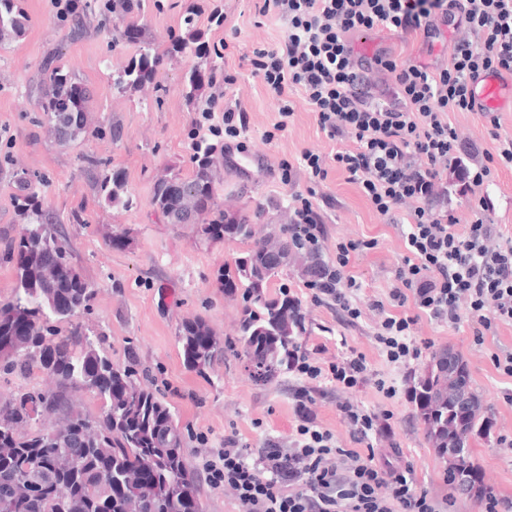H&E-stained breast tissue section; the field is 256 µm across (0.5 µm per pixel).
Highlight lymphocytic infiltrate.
Returning a JSON list of instances; mask_svg holds the SVG:
<instances>
[{
    "label": "lymphocytic infiltrate",
    "instance_id": "1",
    "mask_svg": "<svg viewBox=\"0 0 512 512\" xmlns=\"http://www.w3.org/2000/svg\"><path fill=\"white\" fill-rule=\"evenodd\" d=\"M255 15L286 27L251 60L253 76L279 101L276 130L289 127L290 96L299 92L319 130L340 144L329 159L302 152L309 181H324L328 164H335L376 212L408 221L397 284L388 302L371 305L380 314L375 340L387 362L400 366L418 355L411 338L415 317L386 313L389 305L414 303L451 326L469 319L478 337L499 324L512 326V237L494 224L462 223L444 180L454 171L462 190L472 192L488 182L491 160L512 165V136L501 135L499 116L484 111L472 89L484 73L512 75V0H260ZM378 26L427 39L452 27L451 59L431 69L378 53L354 65L353 35ZM454 112L482 115L493 140L486 163L468 165L477 147L451 121ZM194 126L193 150L220 137L227 155L248 131V113L237 103L219 115L202 113ZM291 228L302 250L321 252L322 216L300 192L292 197ZM374 246L371 240L337 241L326 279L307 284L313 301H333L350 320L359 319L362 310L351 294L360 284L348 266L353 253ZM294 369L311 380L331 378L344 390L370 380L379 392L395 393L385 379L371 377L361 355L324 367L304 353ZM299 414L292 447L272 443L253 450L228 436L223 448L203 454L207 481L224 488L240 512H443L408 472L337 447L308 407Z\"/></svg>",
    "mask_w": 512,
    "mask_h": 512
}]
</instances>
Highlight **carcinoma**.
I'll return each instance as SVG.
<instances>
[{
  "label": "carcinoma",
  "mask_w": 512,
  "mask_h": 512,
  "mask_svg": "<svg viewBox=\"0 0 512 512\" xmlns=\"http://www.w3.org/2000/svg\"><path fill=\"white\" fill-rule=\"evenodd\" d=\"M150 1L159 6V0H82L69 7L71 40L82 37L93 26L112 35L111 45L117 46L125 40L124 28H135L138 56L112 73L113 85L121 91L151 82L162 54L197 50L198 10L193 6L183 13L184 32L172 35L164 51L143 39L140 18ZM28 24L21 0H0L1 42L22 37ZM223 58L215 46L207 70L195 67L189 72L190 99L201 101L203 86L224 75ZM39 83L37 108L47 122L63 128L58 140L69 142L84 134L89 89L64 69L60 53L42 60ZM195 159L191 177L173 174L156 180L153 202L158 212L165 215L179 211L182 189L188 186L197 195L195 223L200 225L202 235L209 236L222 225L228 237L249 238L247 218L224 221V210L216 200L214 159L203 154ZM84 163L102 168L100 189L105 199L121 202L123 172L108 170L107 161L96 156L86 157ZM42 184L40 176L17 181L22 224L18 236L7 242L8 254L16 259L17 285L14 296L0 303V326L19 324L15 336L26 353L0 351V373L50 371L58 380L57 391H26L0 398V440L16 448L15 457L0 458V492H7L22 474L35 489L20 501L0 500V512H126V501L132 497L141 501L143 512H184L187 500L195 501L196 512H203L195 473L187 468L182 453L185 435L170 404L158 391L140 385L136 362L124 367L113 364L104 350L105 337L90 334L75 320L73 307L90 310L93 284L72 262L60 217L43 208L38 192ZM267 246L266 242L256 244L235 260L234 267L224 269V287L243 290L245 306L238 336L246 368L258 385L269 383L293 367L301 352L300 338L308 333L306 318L288 293L282 291L272 297L266 291L294 256L289 229H281L273 250H267ZM48 264L61 268V276L53 284L40 275L41 268ZM61 323L67 328L60 329ZM178 341L187 366L201 375L224 356V347L201 319L183 323ZM81 389L100 398L101 415L72 411L70 395ZM410 397L416 418L429 443L446 461L448 473L456 480L472 481L476 468L471 460V443L487 435L490 419L483 414L471 387L462 355L446 347L432 351L425 371L411 381ZM36 405L62 414L68 421L67 429L56 435L46 429H35L27 435L18 432L16 426L20 424L32 426ZM58 457L72 460L73 465L54 467L52 461Z\"/></svg>",
  "instance_id": "obj_1"
}]
</instances>
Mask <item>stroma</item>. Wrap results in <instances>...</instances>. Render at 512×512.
Returning <instances> with one entry per match:
<instances>
[{
	"instance_id": "stroma-1",
	"label": "stroma",
	"mask_w": 512,
	"mask_h": 512,
	"mask_svg": "<svg viewBox=\"0 0 512 512\" xmlns=\"http://www.w3.org/2000/svg\"><path fill=\"white\" fill-rule=\"evenodd\" d=\"M193 1L201 9L197 27L206 46L227 45L224 72L234 83L225 99L242 102L250 121L244 151L216 165L219 203L250 215L260 238L288 224L294 193L310 191L324 220L323 259L334 258L337 239L376 240L375 248L352 255L349 264L361 284L355 296L362 310L358 320L347 321L333 302L313 303L296 267L287 268L268 292L274 296L286 287L300 301L310 329L304 350L323 352L325 360L335 362L364 355L373 376L388 379L396 393L385 397L370 383L345 391L335 381L309 380L294 371L264 386L252 380L237 333L242 294L226 291L218 277L219 270L233 265L247 249V242L238 237L209 241L199 235L197 225L164 223L153 203L158 178L173 171L188 177L194 171L191 143L198 112L185 96V77L199 57L165 56L147 88L121 93L113 88L111 74L135 55V46L110 48L108 37L94 29L68 41L62 0H23L29 17L25 34L0 43V164L44 176L42 202L65 220L77 267L94 286L83 323L105 335L113 364L122 367L134 357L140 368L149 370L184 431L183 454L191 467H198L200 450L223 447L228 436L254 449L272 442L290 447L299 423L297 405L306 396L314 401L317 424L333 434L337 447L373 448L376 461L410 469L417 488L432 499L452 498L449 512H482V501L448 486L445 462L430 446L409 397L410 379L423 372L431 351L453 347L463 356L471 386L492 421L489 435L474 440L472 461L494 497L512 498V447L501 443L502 438L512 439V377L493 362L495 356L512 353V326L497 325L479 338L468 322L451 327L419 314L409 303L404 312L417 319L413 341L421 354L399 368L386 362L375 342L378 317L370 305L388 301L396 284L405 254L402 225L379 216L340 170L330 169L327 179L316 185L302 174L292 183L281 182L280 163L296 166L304 150L328 157L337 148L319 130L299 94L292 97L295 114L289 128H274L278 101L253 77L250 60L254 50L274 44L283 28L275 20L255 25L252 0H161L160 8H149L142 18L147 35L167 45L169 33L181 30L184 9ZM217 5L228 15L222 26L208 19ZM354 43L367 45L372 54L383 50L438 67L448 63L453 39L447 34L429 42L403 40L378 26L355 34ZM57 50L67 70L91 93L85 104L87 132L68 143L57 142L35 110L38 66ZM116 122L123 128L117 142L108 133ZM87 155L108 159L110 166L124 171L130 205L115 206L99 196L101 173L84 164ZM16 195L13 178L0 174V301L11 298L16 286L15 262L5 252L6 238L16 236L21 223ZM488 195L484 208L477 195L455 196L459 215L464 222L481 220L512 233V167L492 165ZM75 209L82 210L83 223H69ZM117 234L126 240L119 248L111 243ZM195 318L205 320L224 348L223 359L203 374L186 366L178 342L181 325ZM346 400L382 415V433L355 443L339 410Z\"/></svg>"
}]
</instances>
